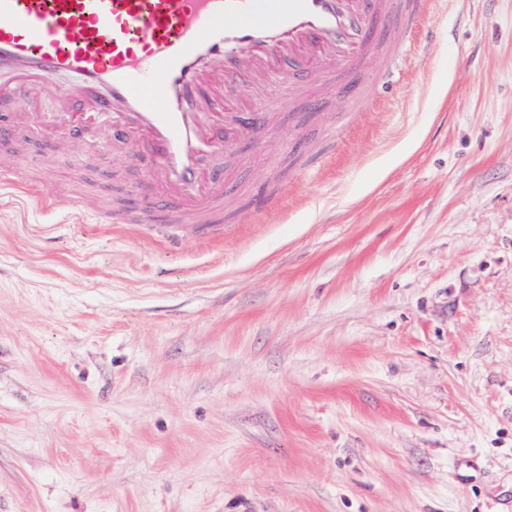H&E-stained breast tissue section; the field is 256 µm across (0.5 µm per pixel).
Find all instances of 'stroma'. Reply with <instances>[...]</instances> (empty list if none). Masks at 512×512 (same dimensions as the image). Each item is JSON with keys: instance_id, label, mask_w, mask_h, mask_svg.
I'll list each match as a JSON object with an SVG mask.
<instances>
[{"instance_id": "stroma-1", "label": "stroma", "mask_w": 512, "mask_h": 512, "mask_svg": "<svg viewBox=\"0 0 512 512\" xmlns=\"http://www.w3.org/2000/svg\"><path fill=\"white\" fill-rule=\"evenodd\" d=\"M224 155L226 232L71 223L111 151L0 187V512L512 506V0H437L390 78ZM275 202L255 211L250 195Z\"/></svg>"}]
</instances>
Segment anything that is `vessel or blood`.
Listing matches in <instances>:
<instances>
[{
    "label": "vessel or blood",
    "mask_w": 512,
    "mask_h": 512,
    "mask_svg": "<svg viewBox=\"0 0 512 512\" xmlns=\"http://www.w3.org/2000/svg\"><path fill=\"white\" fill-rule=\"evenodd\" d=\"M423 0H0V102L39 128L66 127L72 146L92 144L93 127L111 121L112 159L139 147L154 185L132 207L102 210L83 194L68 213L104 216L109 224H145L168 236L183 226L219 238L224 226V172L205 169L221 154L230 129L262 135L268 112H227L226 85L262 82L307 67L298 50L322 54L318 85L336 82L356 93L358 61L378 43L409 46ZM253 50V72L240 71L237 52ZM67 75L49 117L33 104L42 88Z\"/></svg>",
    "instance_id": "vessel-or-blood-1"
}]
</instances>
